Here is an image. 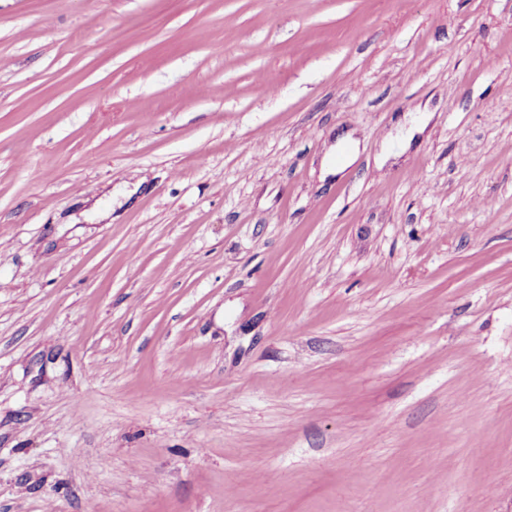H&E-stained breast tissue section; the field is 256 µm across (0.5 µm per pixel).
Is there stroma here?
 Listing matches in <instances>:
<instances>
[{
	"label": "stroma",
	"mask_w": 512,
	"mask_h": 512,
	"mask_svg": "<svg viewBox=\"0 0 512 512\" xmlns=\"http://www.w3.org/2000/svg\"><path fill=\"white\" fill-rule=\"evenodd\" d=\"M0 512H512V0H0Z\"/></svg>",
	"instance_id": "stroma-1"
}]
</instances>
